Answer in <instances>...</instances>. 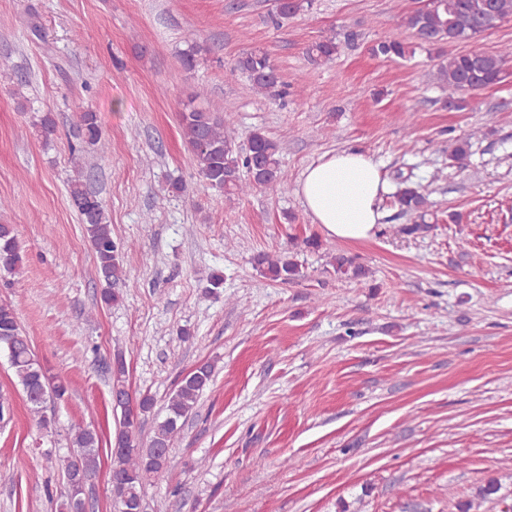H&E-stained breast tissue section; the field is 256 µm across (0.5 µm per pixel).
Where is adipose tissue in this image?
<instances>
[{"label":"adipose tissue","mask_w":512,"mask_h":512,"mask_svg":"<svg viewBox=\"0 0 512 512\" xmlns=\"http://www.w3.org/2000/svg\"><path fill=\"white\" fill-rule=\"evenodd\" d=\"M386 185L367 153L345 149L324 156L303 173L299 191L314 223L341 240L370 239L382 214L377 201Z\"/></svg>","instance_id":"adipose-tissue-1"}]
</instances>
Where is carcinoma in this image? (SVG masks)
<instances>
[{"mask_svg":"<svg viewBox=\"0 0 512 512\" xmlns=\"http://www.w3.org/2000/svg\"><path fill=\"white\" fill-rule=\"evenodd\" d=\"M310 7V0H273V22L297 16ZM512 18V0H428L423 9L407 12L400 27L420 44L439 49L445 43L473 39L496 28ZM339 51L334 37H325L306 48L307 57L313 62L333 60ZM372 53L384 58H404L408 53L405 40L392 35L381 36L372 47ZM512 61V46H505L495 53L467 52L441 58L437 77L448 88V105L461 110L466 107L464 94L486 88L499 82L506 64ZM235 69L245 74L253 89L262 95L278 94L280 77L269 51L253 47L236 61ZM76 117L81 132L80 145L71 148V160L76 154L93 149L101 143V129L97 114L89 107L77 106ZM179 125L184 143L191 154L199 177L205 186L224 193V196H246L255 191L274 195L283 179L279 144L263 131L255 129L248 135V146L236 149L229 135L232 122L218 112L188 106L179 113ZM44 139L55 132L56 122L50 112L43 113L33 123ZM72 205L86 226V232L96 261V272L105 284L101 300L110 304L118 300L112 286L123 280L122 247L112 238V228L97 195L90 192L81 175L69 182ZM401 212L415 216L412 224L402 228L408 235L428 232L431 224L428 202L417 185L407 184L396 194ZM24 265V256L17 231L12 224H0V274L14 275ZM260 274L281 283L294 282L304 274L301 265L291 257L262 254L255 257ZM332 267L336 274L359 279L366 275L365 268L351 257L338 254ZM8 352L10 366L22 387L30 410L43 412L47 402L61 400L68 388L51 375L37 360L30 337L22 330L13 306L0 302V349ZM127 364L123 354L112 362V390L125 394ZM213 366L206 362L183 377L177 384L166 405V415L153 429L148 443L139 438V416L153 406V398L142 394L134 398L136 417L123 415L114 444L124 452L112 458L121 480L116 485L115 508H136L142 501L144 488L159 473L172 465L171 445L185 420L195 410L199 398L212 381ZM70 452L63 459L62 468L68 487L61 512H81L83 493L76 491L82 476L92 477L100 458V437L88 428L75 430L70 440ZM501 484L489 479L476 490L475 497L457 505L458 512H472L483 503L497 501L500 512H512V502L499 495Z\"/></svg>","mask_w":512,"mask_h":512,"instance_id":"obj_1","label":"carcinoma"}]
</instances>
